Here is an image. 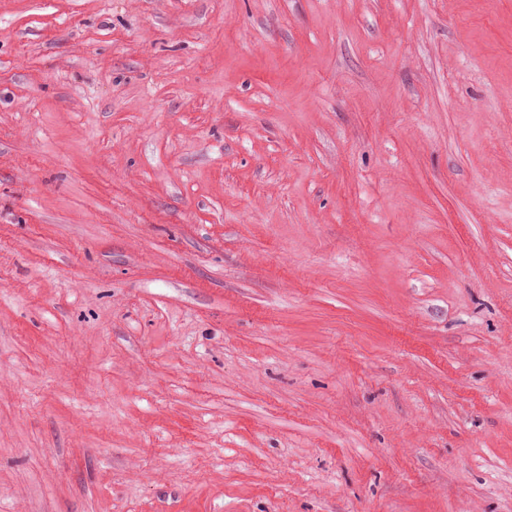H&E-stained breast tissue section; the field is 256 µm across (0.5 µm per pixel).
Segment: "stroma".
Here are the masks:
<instances>
[{
	"label": "stroma",
	"instance_id": "35a3bbf8",
	"mask_svg": "<svg viewBox=\"0 0 512 512\" xmlns=\"http://www.w3.org/2000/svg\"><path fill=\"white\" fill-rule=\"evenodd\" d=\"M0 512H512V0H0Z\"/></svg>",
	"mask_w": 512,
	"mask_h": 512
}]
</instances>
